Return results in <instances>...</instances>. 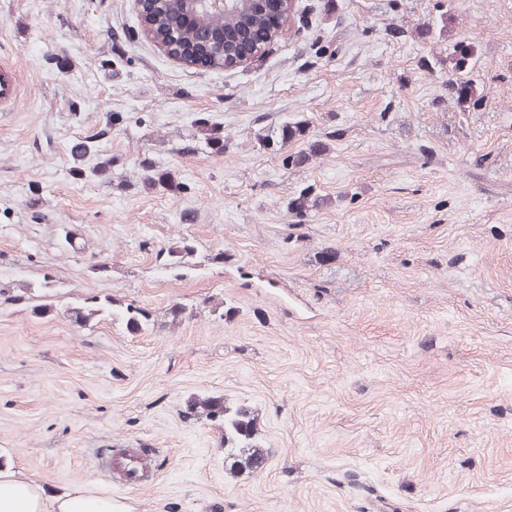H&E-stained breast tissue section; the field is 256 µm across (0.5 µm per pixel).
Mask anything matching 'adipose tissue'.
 <instances>
[{
	"label": "adipose tissue",
	"mask_w": 512,
	"mask_h": 512,
	"mask_svg": "<svg viewBox=\"0 0 512 512\" xmlns=\"http://www.w3.org/2000/svg\"><path fill=\"white\" fill-rule=\"evenodd\" d=\"M0 512H124L93 484L75 485L50 495L14 471H0Z\"/></svg>",
	"instance_id": "obj_1"
}]
</instances>
